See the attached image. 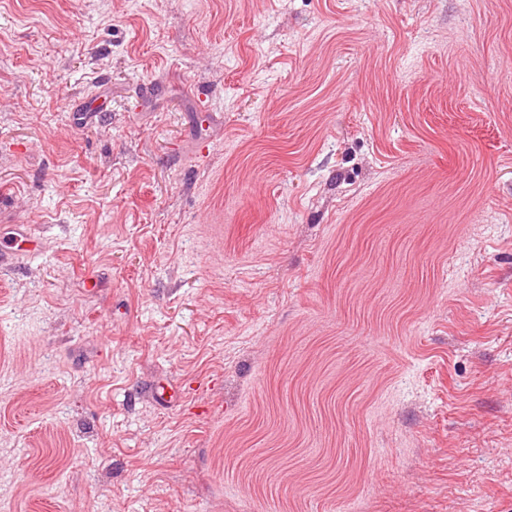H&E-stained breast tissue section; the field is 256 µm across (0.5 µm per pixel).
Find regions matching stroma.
Instances as JSON below:
<instances>
[{"label":"stroma","instance_id":"35a3bbf8","mask_svg":"<svg viewBox=\"0 0 512 512\" xmlns=\"http://www.w3.org/2000/svg\"><path fill=\"white\" fill-rule=\"evenodd\" d=\"M343 504L512 512V0H0V512Z\"/></svg>","mask_w":512,"mask_h":512}]
</instances>
